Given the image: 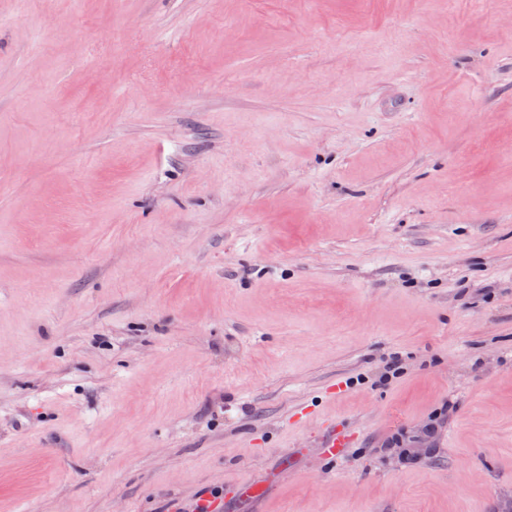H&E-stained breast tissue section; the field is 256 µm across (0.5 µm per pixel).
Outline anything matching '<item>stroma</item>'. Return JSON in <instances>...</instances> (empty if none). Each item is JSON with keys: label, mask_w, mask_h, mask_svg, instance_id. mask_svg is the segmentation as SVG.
<instances>
[{"label": "stroma", "mask_w": 512, "mask_h": 512, "mask_svg": "<svg viewBox=\"0 0 512 512\" xmlns=\"http://www.w3.org/2000/svg\"><path fill=\"white\" fill-rule=\"evenodd\" d=\"M212 498L512 512V0H0V512Z\"/></svg>", "instance_id": "1"}]
</instances>
